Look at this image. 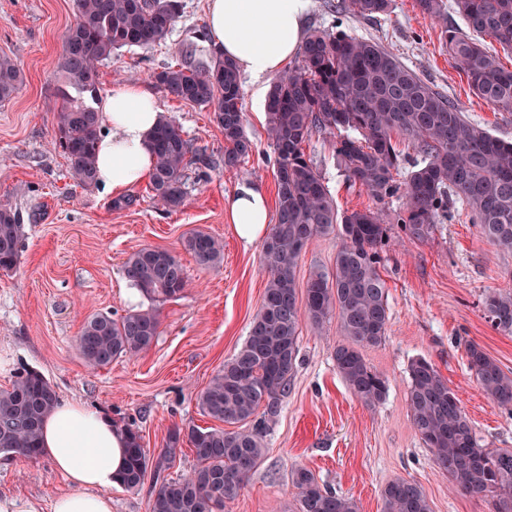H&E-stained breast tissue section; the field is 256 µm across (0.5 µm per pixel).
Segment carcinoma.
Returning a JSON list of instances; mask_svg holds the SVG:
<instances>
[{"instance_id":"cac0c4a2","label":"carcinoma","mask_w":512,"mask_h":512,"mask_svg":"<svg viewBox=\"0 0 512 512\" xmlns=\"http://www.w3.org/2000/svg\"><path fill=\"white\" fill-rule=\"evenodd\" d=\"M420 12L442 27L456 68L473 93L487 104L512 109V70L504 68L492 37L512 52V0H416ZM340 10L367 19L387 15L392 0H341ZM75 23L64 35L55 145L68 162L71 177L94 184L95 144L101 134L99 112L86 101L99 84L98 67L112 54L166 41L180 17L182 0H75ZM459 14L463 26L448 22ZM193 49H181V62L154 74L172 98L210 106L224 134V167H236L252 153L245 127L240 71L221 55L210 67L187 61ZM22 76L14 61L0 56V102L19 91ZM267 136L273 148L277 183L276 223L265 241L261 262L268 279L260 310L242 348L197 396L201 411L225 424L170 432L166 447L186 441L197 464L186 476L166 477L154 486L149 512H226L245 489L249 474L265 453L263 431L242 424L258 410L274 418L288 395L299 354L302 319L317 330L337 318L347 343L336 348V369L366 406L381 404L388 382L366 364L360 349L382 343L389 323L387 291L378 271L389 225L399 224L410 239L430 237L458 203L481 233L504 252H512V142L500 140L467 120L413 70L378 43L333 27L315 30L300 46L298 60L274 83L266 105ZM336 135L332 146L347 182L365 189L376 209L339 214L304 144L313 131ZM414 144L422 160L400 174V153L393 137ZM154 167L149 177L154 198L173 210L185 201L184 169L189 143L174 120L153 131ZM402 207L389 212L386 200ZM337 233L340 246L331 273L310 275L299 301L296 268L314 239ZM22 225L7 204H0V272L20 263ZM184 249L204 268L219 266L224 246L203 231H193ZM126 278L153 297L172 298L187 281L177 255L144 247L124 261ZM496 330L512 335V294L493 292L484 300ZM154 311L129 313L119 320L98 313L83 324L77 350L91 368L121 356L148 350L159 335ZM470 372L486 395L512 415V375L481 346H465ZM407 401L414 429L433 462L448 474L452 487L489 499L493 512H512V449L485 448L448 382L425 358L408 368ZM57 394L43 374L26 370L0 390V458L42 457L40 427ZM121 485L139 489L150 456L137 431H129ZM298 489L297 512H357L356 503L319 484L306 468L292 476ZM382 512H432L420 485L394 480L381 492Z\"/></svg>"}]
</instances>
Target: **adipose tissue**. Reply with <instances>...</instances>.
<instances>
[{"mask_svg": "<svg viewBox=\"0 0 512 512\" xmlns=\"http://www.w3.org/2000/svg\"><path fill=\"white\" fill-rule=\"evenodd\" d=\"M311 0H209L210 44L254 80L282 70L298 51ZM95 106L103 123L96 145V183L123 196L149 178L151 134L163 117L155 96L131 81L102 94ZM235 234L252 244L272 219L264 189L239 183L225 200ZM128 433L77 397L58 399L45 418L41 448L70 489L52 498L49 512H112L110 491L124 467Z\"/></svg>", "mask_w": 512, "mask_h": 512, "instance_id": "obj_1", "label": "adipose tissue"}]
</instances>
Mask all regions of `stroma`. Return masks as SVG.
<instances>
[{
	"label": "stroma",
	"mask_w": 512,
	"mask_h": 512,
	"mask_svg": "<svg viewBox=\"0 0 512 512\" xmlns=\"http://www.w3.org/2000/svg\"><path fill=\"white\" fill-rule=\"evenodd\" d=\"M183 11L165 43L124 48L100 66L99 90L137 81L153 92L162 112L182 128L191 145L185 170L184 205H157L148 184L132 188L131 205L118 208L110 193L80 186L55 148L58 60L63 35L75 21L74 0H0V55L20 68L22 84L0 103V202L23 224L20 264L0 274V389L19 372L42 373L61 397H78L140 432L151 457L163 451L171 430L209 427L197 395L244 345L264 293L267 275L261 243L244 244L224 214V200L245 180L275 192L274 169L265 158L273 149L266 133V93L274 77L253 83L242 76L246 131L254 144L249 158L224 166V135L211 108L167 95L151 71L176 64L186 43L197 60L212 57L207 28L208 0H182ZM351 34L378 41L434 90L458 103L466 117L494 137L512 142V110L476 97L454 66L438 24L415 0H393L389 15L343 18ZM313 132L305 151L322 176L338 212L374 207L368 192L350 186L330 144ZM200 229L224 243L220 266L204 268L182 241ZM381 250L379 273L386 283L389 325L385 340L363 348L366 363L388 382L385 400L368 407L347 388L334 353L347 341L338 321L322 330L300 326L298 363L280 414L264 430L266 452L229 512H296L292 475L304 467L320 484L356 501L359 512H381V491L395 479L418 483L433 512H492L485 501L453 490L413 429L408 411V366L430 361L457 394L481 443L512 448V416L481 390L464 352L480 344L504 370L512 371V336L494 329L483 301L493 291L512 293V253L502 252L458 208L424 241L405 239L391 225ZM336 235L313 240L296 269L299 283L311 273L332 271ZM156 246L174 252L187 275L179 297L128 298L123 263L133 251ZM154 309L159 334L147 351L86 367L76 349L84 321L96 313L120 318ZM67 483L47 458L0 462V496L15 512L47 505Z\"/></svg>",
	"instance_id": "1"
}]
</instances>
